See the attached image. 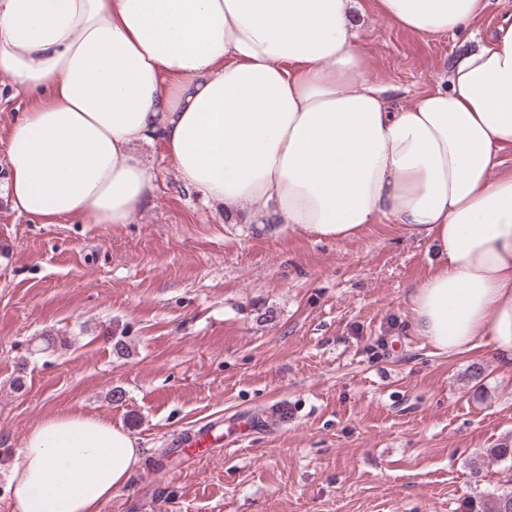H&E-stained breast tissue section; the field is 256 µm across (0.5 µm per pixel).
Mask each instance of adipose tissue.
I'll use <instances>...</instances> for the list:
<instances>
[{"instance_id":"ef3b65f1","label":"adipose tissue","mask_w":512,"mask_h":512,"mask_svg":"<svg viewBox=\"0 0 512 512\" xmlns=\"http://www.w3.org/2000/svg\"><path fill=\"white\" fill-rule=\"evenodd\" d=\"M355 0H0V72L36 101L7 144L9 202L45 224H124L156 185L133 151L160 133L181 182L320 239L394 224L433 243L410 296L441 354L512 364V17L445 86L391 105L366 78ZM393 24L458 34L487 0H377ZM128 431L44 418L10 465L12 512H99L140 465Z\"/></svg>"}]
</instances>
